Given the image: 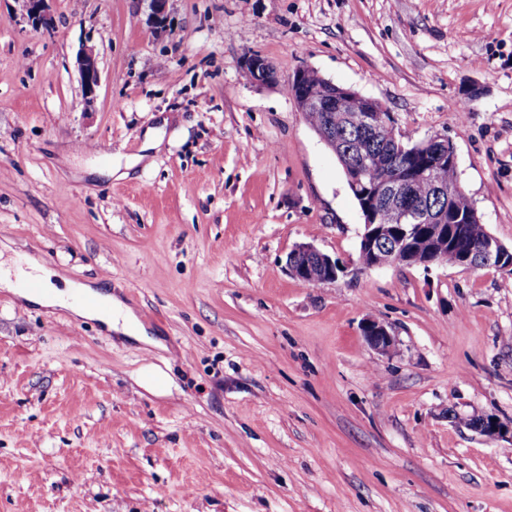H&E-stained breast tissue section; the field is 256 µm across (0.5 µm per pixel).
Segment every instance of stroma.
<instances>
[{
  "label": "stroma",
  "instance_id": "1",
  "mask_svg": "<svg viewBox=\"0 0 512 512\" xmlns=\"http://www.w3.org/2000/svg\"><path fill=\"white\" fill-rule=\"evenodd\" d=\"M167 14L54 0L45 29L0 0V268L35 258L116 294L155 340L0 289V512H512V271L357 268L359 206L282 85L309 67L407 141L448 136L512 249V0ZM252 53L280 85L248 78ZM299 243L347 275L299 282ZM371 319L389 352L367 342ZM77 64L84 96L88 103H93L100 85L95 50L91 47L83 48L78 55ZM363 329L367 340L376 350L387 352L392 347V335L382 323L369 320Z\"/></svg>",
  "mask_w": 512,
  "mask_h": 512
}]
</instances>
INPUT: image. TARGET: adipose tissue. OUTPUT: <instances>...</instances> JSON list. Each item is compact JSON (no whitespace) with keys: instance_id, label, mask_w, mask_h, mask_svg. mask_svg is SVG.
<instances>
[{"instance_id":"ef3b65f1","label":"adipose tissue","mask_w":512,"mask_h":512,"mask_svg":"<svg viewBox=\"0 0 512 512\" xmlns=\"http://www.w3.org/2000/svg\"><path fill=\"white\" fill-rule=\"evenodd\" d=\"M30 279L36 289L25 292V300L41 306H58L88 319L101 321L108 329L140 337L144 329L133 313L120 299L94 291L90 286H67L56 289L50 282L51 273L38 263H31Z\"/></svg>"}]
</instances>
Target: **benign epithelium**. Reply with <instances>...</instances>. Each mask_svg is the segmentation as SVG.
Returning <instances> with one entry per match:
<instances>
[{"instance_id":"7a95c632","label":"benign epithelium","mask_w":512,"mask_h":512,"mask_svg":"<svg viewBox=\"0 0 512 512\" xmlns=\"http://www.w3.org/2000/svg\"><path fill=\"white\" fill-rule=\"evenodd\" d=\"M50 2L52 0H21L22 10L33 25L48 27L52 21ZM77 64L84 96L92 103L100 85L95 50L91 47L83 48L78 55ZM245 69L254 83H279L276 71L258 54L245 57ZM288 81L293 87L291 97L299 111L327 112L333 120L336 119V113L342 112L347 121L358 128L363 136H373L383 131L397 143V147H402V143L398 142L402 134L394 122L382 118L383 107L379 102L352 89L340 87L309 67L299 68ZM310 84L319 86L320 94L308 93L307 87ZM356 100L363 102V111H351ZM426 143L431 146L428 151L419 145L408 149L410 154L422 158L420 164L412 170L392 171L390 161L384 156H377L374 159V168L379 170V176L371 179L370 187L363 188L362 171L357 170L349 176L351 187L364 200L362 212L365 224L361 235V253L368 255L369 269L394 266L398 263L427 268L432 264L428 254L448 245L449 228L445 224V213L412 203L408 186L413 182L421 183L430 194L451 200L460 186L446 185L435 179L434 166L438 163L456 164V150L445 135L430 136L426 138ZM416 228L423 230L428 244L423 253L412 243L411 234ZM385 238L392 242V249L388 251L377 247V243ZM508 255L512 256V250L494 237L477 253L482 263L498 265ZM289 256L286 265L290 274L303 283L333 281L348 271L347 265L310 244L295 246ZM364 334L369 343L380 352L388 351L393 345L392 335L379 322L367 321Z\"/></svg>"}]
</instances>
